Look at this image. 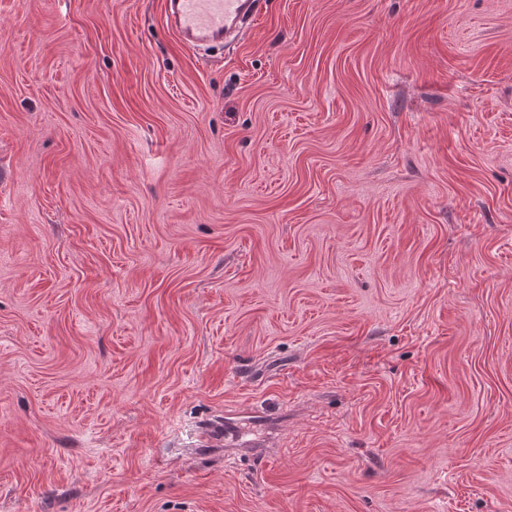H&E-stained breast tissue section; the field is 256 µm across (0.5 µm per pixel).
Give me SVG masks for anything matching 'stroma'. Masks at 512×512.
Masks as SVG:
<instances>
[{
  "mask_svg": "<svg viewBox=\"0 0 512 512\" xmlns=\"http://www.w3.org/2000/svg\"><path fill=\"white\" fill-rule=\"evenodd\" d=\"M0 512H512V0H0ZM172 28L189 47L218 44L237 38L246 16L257 15L256 0H168Z\"/></svg>",
  "mask_w": 512,
  "mask_h": 512,
  "instance_id": "obj_1",
  "label": "stroma"
}]
</instances>
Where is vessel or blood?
Instances as JSON below:
<instances>
[{"label": "vessel or blood", "instance_id": "1", "mask_svg": "<svg viewBox=\"0 0 512 512\" xmlns=\"http://www.w3.org/2000/svg\"><path fill=\"white\" fill-rule=\"evenodd\" d=\"M168 15L183 43L197 48L235 38L245 18L256 17L257 0H168Z\"/></svg>", "mask_w": 512, "mask_h": 512}]
</instances>
